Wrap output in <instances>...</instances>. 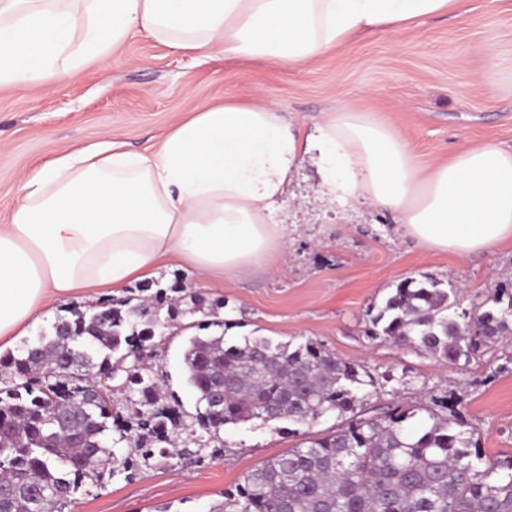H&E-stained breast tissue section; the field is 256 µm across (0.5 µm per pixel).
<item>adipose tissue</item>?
I'll use <instances>...</instances> for the list:
<instances>
[{
  "label": "adipose tissue",
  "mask_w": 512,
  "mask_h": 512,
  "mask_svg": "<svg viewBox=\"0 0 512 512\" xmlns=\"http://www.w3.org/2000/svg\"><path fill=\"white\" fill-rule=\"evenodd\" d=\"M460 0H0V87L42 88L145 36L206 58L293 67L361 32L402 33ZM316 154L328 203L361 197L423 247L468 257L512 239V149L464 146L421 165L398 128L342 106L313 128L278 103L210 101L148 154L106 141L19 179L0 224V350L51 305L120 295L162 266L220 285L288 251L295 168Z\"/></svg>",
  "instance_id": "adipose-tissue-1"
}]
</instances>
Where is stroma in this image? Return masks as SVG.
<instances>
[{
    "label": "stroma",
    "mask_w": 512,
    "mask_h": 512,
    "mask_svg": "<svg viewBox=\"0 0 512 512\" xmlns=\"http://www.w3.org/2000/svg\"><path fill=\"white\" fill-rule=\"evenodd\" d=\"M273 100L294 122L315 123L347 104L393 122L422 164L462 145L512 147V0H463L452 16L427 18L395 35L363 33L295 67L221 52L206 59L146 37L130 40L107 64L75 76L51 77L41 90L0 88V224L7 223L19 176L74 145L107 139L147 153L186 112L204 101ZM317 160L305 156L289 187L292 241L285 262L270 271L213 288L186 268H161V286L180 285L223 303L227 339L256 333L276 342L312 341L364 366L375 379L368 402L404 408L458 400L459 415L477 427L489 458L512 456V343L503 341L468 366L436 360L367 336L396 286L433 277L465 290V304L512 290V241L467 258L433 252L407 236L390 212L361 200L321 201ZM200 315L180 317L150 369L176 397L177 431L189 447L222 446L220 459L195 466L155 457L130 476L104 479L79 492L69 512H210L244 475L307 437L328 432L254 420L224 429L212 441L195 422L197 395L182 354Z\"/></svg>",
    "instance_id": "1"
}]
</instances>
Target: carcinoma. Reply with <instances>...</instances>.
<instances>
[{
	"instance_id": "carcinoma-1",
	"label": "carcinoma",
	"mask_w": 512,
	"mask_h": 512,
	"mask_svg": "<svg viewBox=\"0 0 512 512\" xmlns=\"http://www.w3.org/2000/svg\"><path fill=\"white\" fill-rule=\"evenodd\" d=\"M140 295L66 310L52 333L40 334L19 354L0 355V512H65L86 485L149 464L168 454L180 422L160 379L124 366L151 359L157 331L180 313L205 311L203 298L173 285ZM176 293L173 299L169 293ZM461 289L426 277L407 279L371 320L367 335L469 365L503 336L512 335V292L494 306L461 307ZM166 315H161V312ZM222 332L195 335L183 352L197 393L196 421L219 438L227 426L272 414L279 422L314 424L335 412L352 416L335 430L250 471L210 512H512V456L489 459L475 432L456 414L423 405L413 410H357L373 383L357 363L313 343L291 346L264 336L225 339V322L198 324ZM111 365V381L128 393L133 420L107 412L92 398L86 366ZM223 396V412L211 404ZM115 432L112 446L102 438ZM127 451H120V445ZM218 449L208 457L215 459ZM187 464L205 460L203 449L180 448Z\"/></svg>"
}]
</instances>
